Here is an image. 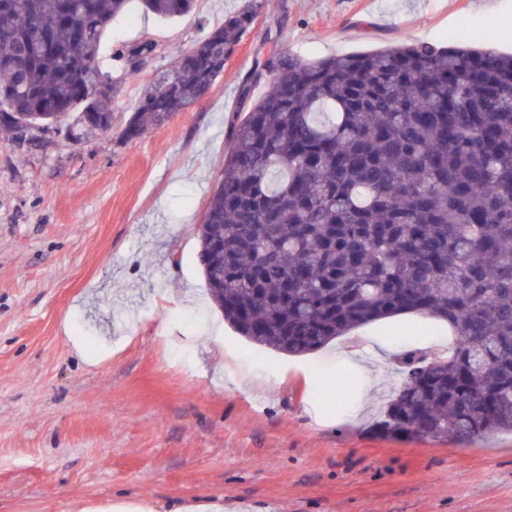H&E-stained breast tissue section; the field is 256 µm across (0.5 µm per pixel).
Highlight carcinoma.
Wrapping results in <instances>:
<instances>
[{
    "mask_svg": "<svg viewBox=\"0 0 512 512\" xmlns=\"http://www.w3.org/2000/svg\"><path fill=\"white\" fill-rule=\"evenodd\" d=\"M132 0H0V129H57L80 142L112 129L122 78L98 51ZM194 0H139L160 19ZM264 8L246 0L143 90L123 129L140 138L205 98ZM236 85L224 169L197 260L224 320L292 356L370 322L417 313L448 323V357L405 354L389 435L512 434V55L400 40L309 62L278 45ZM149 41L116 52L142 70ZM267 85L254 97L256 86Z\"/></svg>",
    "mask_w": 512,
    "mask_h": 512,
    "instance_id": "1",
    "label": "carcinoma"
}]
</instances>
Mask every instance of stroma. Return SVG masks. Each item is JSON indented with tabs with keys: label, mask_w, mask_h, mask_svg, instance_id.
I'll list each match as a JSON object with an SVG mask.
<instances>
[{
	"label": "stroma",
	"mask_w": 512,
	"mask_h": 512,
	"mask_svg": "<svg viewBox=\"0 0 512 512\" xmlns=\"http://www.w3.org/2000/svg\"><path fill=\"white\" fill-rule=\"evenodd\" d=\"M244 0H195L163 22L131 7L99 56L143 40L112 128L82 144L0 135V512H104L144 501L223 512H512V435H379L399 354L447 356L448 324L410 313L304 356L256 347L210 300L198 224L224 166L236 84L280 41L309 60L398 40L447 45L489 21L512 53V0H265L223 78L141 138L121 131L145 84Z\"/></svg>",
	"instance_id": "stroma-1"
}]
</instances>
